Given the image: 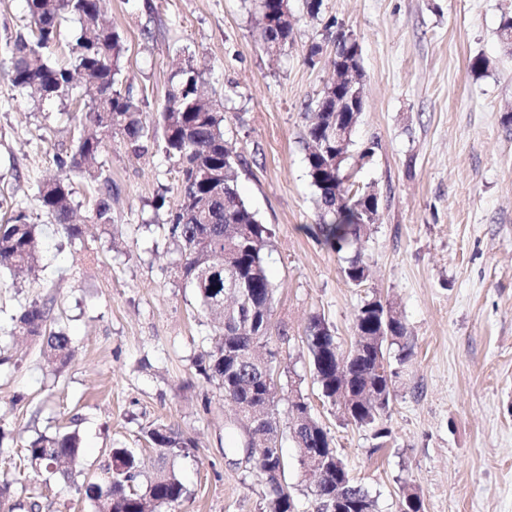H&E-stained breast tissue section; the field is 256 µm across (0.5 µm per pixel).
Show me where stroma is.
<instances>
[{
	"mask_svg": "<svg viewBox=\"0 0 512 512\" xmlns=\"http://www.w3.org/2000/svg\"><path fill=\"white\" fill-rule=\"evenodd\" d=\"M288 6L299 29L273 57L260 45L257 0H104L145 122L164 107L177 54L192 56L223 101L225 137L243 159L241 196L271 231L272 323L289 337L280 381L308 398L376 512H399L408 489L423 512H512V53L498 40L512 0H323L318 20L302 0ZM330 17L353 31L364 73L346 171L382 194L361 247L371 275L358 288L342 277L343 257L308 232L317 210L305 112L331 70L305 56ZM27 23L25 0H0V222L26 207L43 248L37 275L0 280V359H9L0 362V481L11 484L0 512L31 497L42 512H95L84 479L115 447L152 461L143 432L159 422L197 442L173 460L186 498L159 512H263L268 488L245 459L235 412L194 366L211 324L182 286L167 231L175 161L111 141L99 159L114 188L111 224L90 223L95 185L74 174L84 233L58 232L36 194L57 175L60 147L89 130L91 95L78 85L38 104L12 86L11 48ZM476 56L487 66L473 73ZM367 146L373 155L360 160ZM372 297L397 307L414 344L379 450L324 402L302 343L320 315L348 349ZM33 301L51 306V329L76 346L61 370L45 366L38 342L11 334V315ZM59 430L80 439L71 480L16 467L23 444Z\"/></svg>",
	"mask_w": 512,
	"mask_h": 512,
	"instance_id": "1",
	"label": "stroma"
}]
</instances>
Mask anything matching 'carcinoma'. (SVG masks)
I'll return each instance as SVG.
<instances>
[{
  "label": "carcinoma",
  "mask_w": 512,
  "mask_h": 512,
  "mask_svg": "<svg viewBox=\"0 0 512 512\" xmlns=\"http://www.w3.org/2000/svg\"><path fill=\"white\" fill-rule=\"evenodd\" d=\"M103 0H27L30 30L38 35L19 36L12 50L11 82L20 92L40 101L60 99L79 81L98 84V95L91 99L86 117L97 133L78 138L56 154L60 175L40 186L39 207L51 216L58 230L70 238L82 234L72 222L73 198L69 176L86 174L96 183L91 220L112 223V179L102 176L98 158L107 139L113 138L126 151L140 155L153 141L163 146L178 167L180 198L168 213V232L181 253L178 277L190 289L197 308L205 316H215L211 345L196 361L199 373L224 392L237 411L246 408L261 420L266 437L267 456L280 460L283 438L278 403V382L272 378L281 366V351L269 331L275 302V289L269 279L266 251L270 229L262 224L243 201L239 188L242 159L224 137L221 104L205 97L201 75L190 60L176 58L173 66L179 79L172 83L159 122L149 127L140 117L142 101L130 91H122L124 80V38L120 31L99 19ZM260 40L267 49L295 39V23L288 4L282 0L261 3ZM77 23L73 33L72 62L68 67L51 64L45 50L61 36L64 21ZM334 24L325 22L326 35L333 36V65L352 59L353 46L332 35ZM323 110L311 112L306 137L308 175L317 192L318 215L315 235L332 251L353 253L341 268L345 282L359 288L367 279L368 268L358 246L376 223L375 211L364 197L365 190L349 182L344 204L336 206V141L327 138L325 128L345 122L336 111V81L329 80L319 94ZM42 255L38 225L24 209L13 211L0 223V273L18 276L40 266ZM51 308L31 302L12 317V333L41 341L43 361L57 369L70 361L74 347L64 332L47 329ZM355 334L343 365L336 364L338 344L326 320L310 318L302 342L310 361L311 373L324 401H343L342 421L369 433L375 448H382L391 437L387 421L396 400L399 373L386 374L379 358L388 344L398 346L397 362L404 365L413 356L406 324L399 312L384 307L362 305L354 321ZM304 418L302 429L292 435L298 461L324 471L312 494L337 512H374L369 491L351 479L333 446V438L313 415L301 390H292L288 414ZM147 441L158 449L164 462L194 447L191 439L173 428L157 423L144 431ZM79 453L76 434L56 432L41 435L24 449L23 460L32 466L65 479L72 470L65 464ZM144 476V462L127 448H113L103 466L102 476L83 483L84 494L96 512H157L187 496V489L174 467H159ZM266 512H295L293 495L271 487Z\"/></svg>",
  "instance_id": "carcinoma-1"
}]
</instances>
